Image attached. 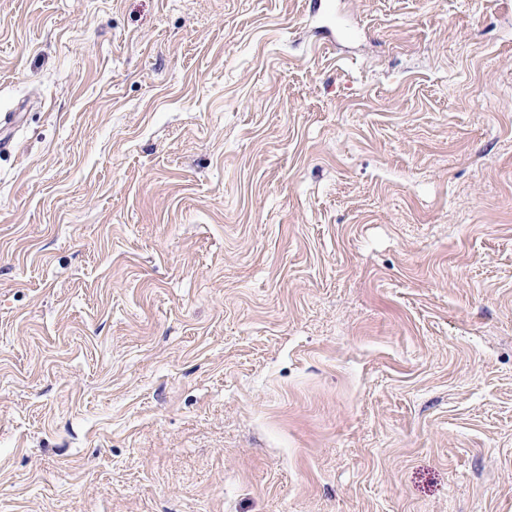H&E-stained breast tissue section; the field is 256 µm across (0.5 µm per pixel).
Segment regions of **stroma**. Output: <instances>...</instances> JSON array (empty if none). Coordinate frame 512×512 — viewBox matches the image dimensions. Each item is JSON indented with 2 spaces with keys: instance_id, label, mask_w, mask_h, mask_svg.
I'll use <instances>...</instances> for the list:
<instances>
[{
  "instance_id": "1",
  "label": "stroma",
  "mask_w": 512,
  "mask_h": 512,
  "mask_svg": "<svg viewBox=\"0 0 512 512\" xmlns=\"http://www.w3.org/2000/svg\"><path fill=\"white\" fill-rule=\"evenodd\" d=\"M0 0V512H512V0Z\"/></svg>"
}]
</instances>
